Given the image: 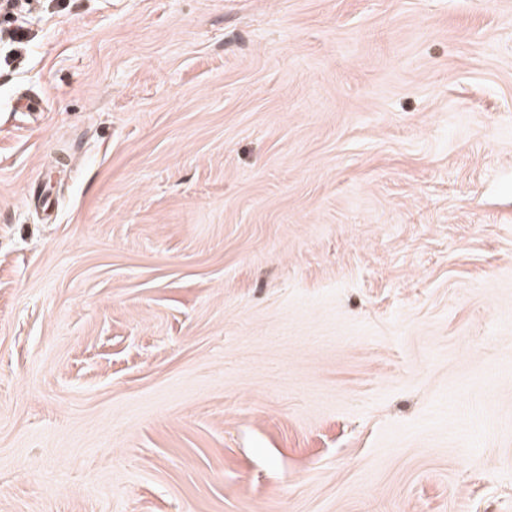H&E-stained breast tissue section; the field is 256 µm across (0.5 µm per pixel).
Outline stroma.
Listing matches in <instances>:
<instances>
[{
  "label": "stroma",
  "instance_id": "stroma-1",
  "mask_svg": "<svg viewBox=\"0 0 512 512\" xmlns=\"http://www.w3.org/2000/svg\"><path fill=\"white\" fill-rule=\"evenodd\" d=\"M0 512H512V0L0 13Z\"/></svg>",
  "mask_w": 512,
  "mask_h": 512
}]
</instances>
